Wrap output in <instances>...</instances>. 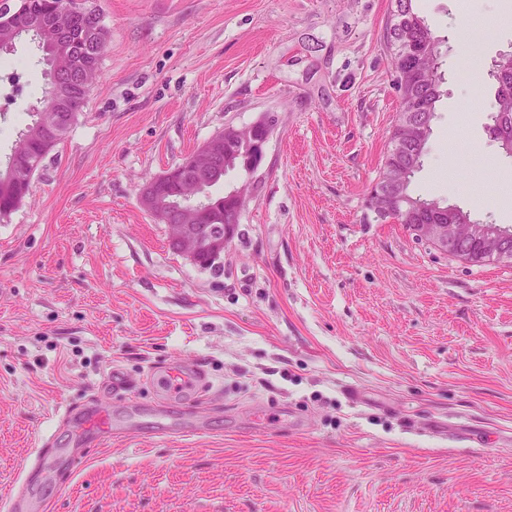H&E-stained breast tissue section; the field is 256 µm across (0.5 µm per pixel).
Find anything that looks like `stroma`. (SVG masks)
<instances>
[{
	"label": "stroma",
	"mask_w": 512,
	"mask_h": 512,
	"mask_svg": "<svg viewBox=\"0 0 512 512\" xmlns=\"http://www.w3.org/2000/svg\"><path fill=\"white\" fill-rule=\"evenodd\" d=\"M93 2L100 79L0 220V512L13 488L32 512H512V265L363 221L400 104L393 0ZM414 6L443 41L444 94L410 189L512 226V157L489 133L512 0ZM1 64L20 72L2 162L47 78L28 38ZM266 112L258 171L215 187L251 182L223 266H197L139 190ZM159 366L208 385L164 396ZM114 370L128 387L104 394ZM89 403L116 432L41 476L37 453L71 445L65 410Z\"/></svg>",
	"instance_id": "obj_1"
}]
</instances>
